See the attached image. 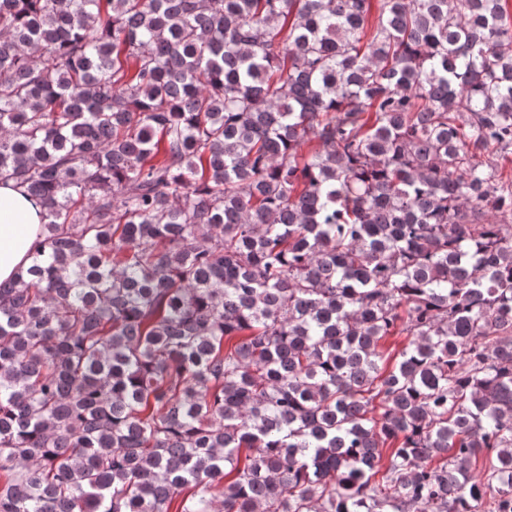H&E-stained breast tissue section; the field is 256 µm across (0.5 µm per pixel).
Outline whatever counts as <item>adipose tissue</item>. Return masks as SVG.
<instances>
[{
	"label": "adipose tissue",
	"mask_w": 512,
	"mask_h": 512,
	"mask_svg": "<svg viewBox=\"0 0 512 512\" xmlns=\"http://www.w3.org/2000/svg\"><path fill=\"white\" fill-rule=\"evenodd\" d=\"M41 213V206L19 187L0 184V282L13 279L30 265Z\"/></svg>",
	"instance_id": "1"
}]
</instances>
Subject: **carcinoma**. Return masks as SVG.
<instances>
[{"instance_id":"1","label":"carcinoma","mask_w":512,"mask_h":512,"mask_svg":"<svg viewBox=\"0 0 512 512\" xmlns=\"http://www.w3.org/2000/svg\"><path fill=\"white\" fill-rule=\"evenodd\" d=\"M506 2L0 0V512H512ZM41 213L42 207L12 182L0 184V282L30 265Z\"/></svg>"}]
</instances>
